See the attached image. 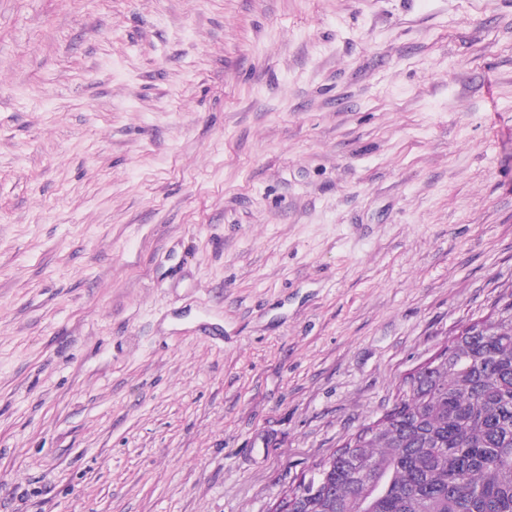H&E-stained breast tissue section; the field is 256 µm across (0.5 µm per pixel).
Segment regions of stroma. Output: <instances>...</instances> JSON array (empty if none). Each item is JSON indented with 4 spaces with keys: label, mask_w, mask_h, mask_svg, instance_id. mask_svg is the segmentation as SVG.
Instances as JSON below:
<instances>
[{
    "label": "stroma",
    "mask_w": 512,
    "mask_h": 512,
    "mask_svg": "<svg viewBox=\"0 0 512 512\" xmlns=\"http://www.w3.org/2000/svg\"><path fill=\"white\" fill-rule=\"evenodd\" d=\"M512 296V0H0V512H270Z\"/></svg>",
    "instance_id": "stroma-1"
}]
</instances>
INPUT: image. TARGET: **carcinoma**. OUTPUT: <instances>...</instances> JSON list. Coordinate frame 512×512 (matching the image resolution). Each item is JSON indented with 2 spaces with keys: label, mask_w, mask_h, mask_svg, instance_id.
<instances>
[{
  "label": "carcinoma",
  "mask_w": 512,
  "mask_h": 512,
  "mask_svg": "<svg viewBox=\"0 0 512 512\" xmlns=\"http://www.w3.org/2000/svg\"><path fill=\"white\" fill-rule=\"evenodd\" d=\"M448 351L362 446L302 474L328 492L305 512H512V299Z\"/></svg>",
  "instance_id": "obj_1"
}]
</instances>
